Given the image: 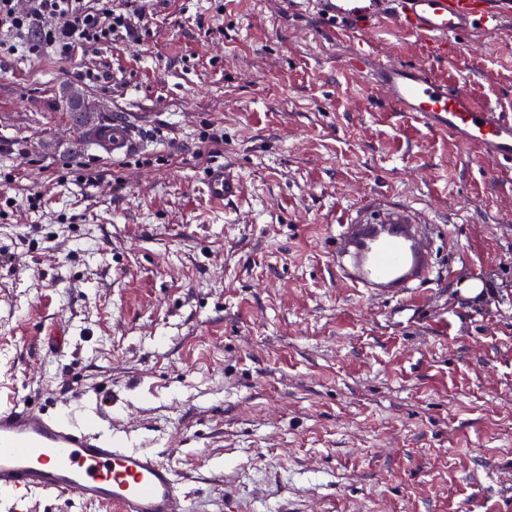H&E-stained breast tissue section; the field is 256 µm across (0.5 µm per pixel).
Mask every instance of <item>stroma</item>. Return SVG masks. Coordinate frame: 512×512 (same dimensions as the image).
<instances>
[{
    "label": "stroma",
    "instance_id": "35a3bbf8",
    "mask_svg": "<svg viewBox=\"0 0 512 512\" xmlns=\"http://www.w3.org/2000/svg\"><path fill=\"white\" fill-rule=\"evenodd\" d=\"M150 9L140 44L0 58V394L108 399L96 426L199 512H512V167L396 111L345 71L352 36L283 0ZM363 42L512 113V23L448 59ZM397 209L429 275L357 283L352 240ZM112 121V120H110ZM108 129L101 135V141L107 153L112 157L127 154L132 146V130L131 128L118 121L108 122ZM112 126V130L109 127ZM209 194L217 201L235 196L237 185L233 178L224 173V169H214L205 178Z\"/></svg>",
    "mask_w": 512,
    "mask_h": 512
}]
</instances>
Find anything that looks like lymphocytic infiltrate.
Instances as JSON below:
<instances>
[{
	"label": "lymphocytic infiltrate",
	"mask_w": 512,
	"mask_h": 512,
	"mask_svg": "<svg viewBox=\"0 0 512 512\" xmlns=\"http://www.w3.org/2000/svg\"><path fill=\"white\" fill-rule=\"evenodd\" d=\"M150 0H0V56L19 52L71 58L105 44L141 41Z\"/></svg>",
	"instance_id": "obj_1"
}]
</instances>
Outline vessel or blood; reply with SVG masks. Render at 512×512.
Wrapping results in <instances>:
<instances>
[{
  "label": "vessel or blood",
  "instance_id": "1",
  "mask_svg": "<svg viewBox=\"0 0 512 512\" xmlns=\"http://www.w3.org/2000/svg\"><path fill=\"white\" fill-rule=\"evenodd\" d=\"M333 23L341 34L388 27L400 36L451 53L455 37L497 30L512 18V0H300ZM349 65L367 86L383 91L396 111L409 112L425 127L449 134L480 156L512 165V114L467 95L423 64L392 59L368 62L356 50ZM101 141L112 156L127 154L132 130L113 122ZM218 201L235 196L233 178L216 169L205 178ZM378 278L404 276L414 268L407 240H382L370 262ZM73 496L108 512H195L176 471L160 452L131 448L55 407L35 406L14 393L0 401V507L16 512L36 497Z\"/></svg>",
  "mask_w": 512,
  "mask_h": 512
}]
</instances>
